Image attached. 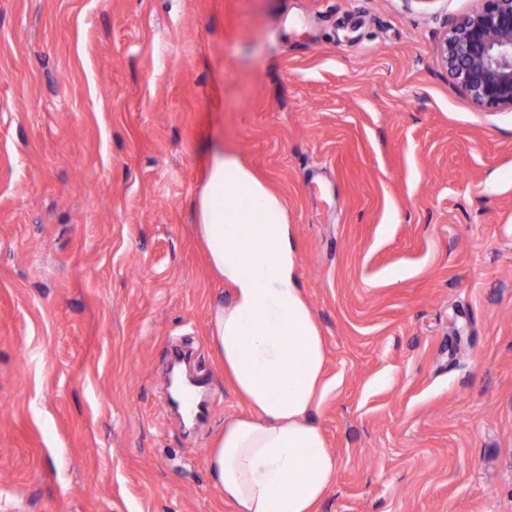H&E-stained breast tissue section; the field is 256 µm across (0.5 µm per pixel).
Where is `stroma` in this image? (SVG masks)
Here are the masks:
<instances>
[{
    "instance_id": "obj_1",
    "label": "stroma",
    "mask_w": 512,
    "mask_h": 512,
    "mask_svg": "<svg viewBox=\"0 0 512 512\" xmlns=\"http://www.w3.org/2000/svg\"><path fill=\"white\" fill-rule=\"evenodd\" d=\"M476 5L0 0V512H235L191 210L222 149L285 203L325 338L319 512H512V110L439 55Z\"/></svg>"
}]
</instances>
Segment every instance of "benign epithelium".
<instances>
[{"label":"benign epithelium","instance_id":"obj_1","mask_svg":"<svg viewBox=\"0 0 512 512\" xmlns=\"http://www.w3.org/2000/svg\"><path fill=\"white\" fill-rule=\"evenodd\" d=\"M479 2L448 24L440 56L453 83L476 104L512 110V0Z\"/></svg>","mask_w":512,"mask_h":512}]
</instances>
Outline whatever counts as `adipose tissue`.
Here are the masks:
<instances>
[{
    "instance_id": "obj_1",
    "label": "adipose tissue",
    "mask_w": 512,
    "mask_h": 512,
    "mask_svg": "<svg viewBox=\"0 0 512 512\" xmlns=\"http://www.w3.org/2000/svg\"><path fill=\"white\" fill-rule=\"evenodd\" d=\"M195 214L210 268L231 288L211 307L210 347L249 408L213 439L209 472L235 512H317L338 467L313 419L332 383L287 209L224 152L211 161Z\"/></svg>"
}]
</instances>
